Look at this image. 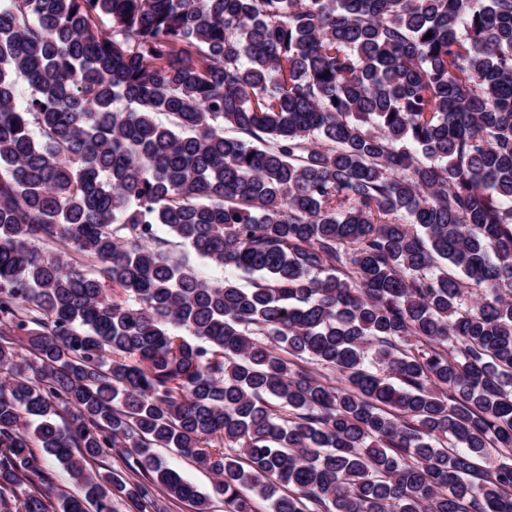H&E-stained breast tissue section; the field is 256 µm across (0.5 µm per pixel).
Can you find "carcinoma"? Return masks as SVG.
<instances>
[{"instance_id": "cac0c4a2", "label": "carcinoma", "mask_w": 512, "mask_h": 512, "mask_svg": "<svg viewBox=\"0 0 512 512\" xmlns=\"http://www.w3.org/2000/svg\"><path fill=\"white\" fill-rule=\"evenodd\" d=\"M159 448L224 512H512V0H0V491L210 512ZM190 264H192L197 270H199L203 275L207 277L213 278H224V273L227 276L232 277L243 287H250L252 282V276L247 275L239 270L227 269L226 272L224 269H218L213 267L209 261L200 259L196 254L192 251L187 254ZM171 467L177 469L186 479L194 483L205 494H211V475L199 470L189 459L181 456L176 451L161 449Z\"/></svg>"}]
</instances>
